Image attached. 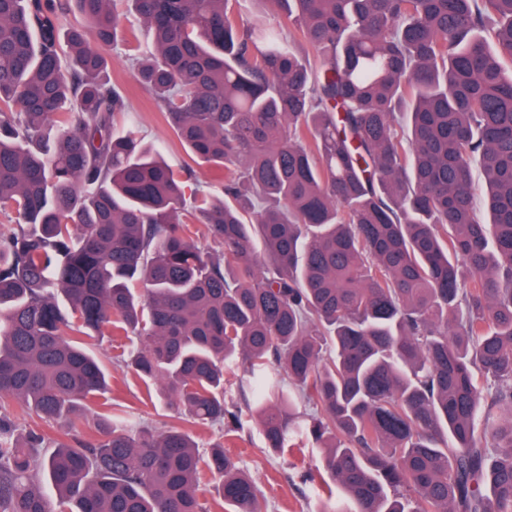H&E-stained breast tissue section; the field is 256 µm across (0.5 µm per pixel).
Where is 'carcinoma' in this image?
<instances>
[{
	"label": "carcinoma",
	"instance_id": "carcinoma-1",
	"mask_svg": "<svg viewBox=\"0 0 512 512\" xmlns=\"http://www.w3.org/2000/svg\"><path fill=\"white\" fill-rule=\"evenodd\" d=\"M130 2L144 47L110 0H0V512H57L44 476L67 512H209V472L257 512L191 432L239 426L238 355L267 447L325 449L320 512H512V0H265L286 32ZM120 41L206 188L116 134ZM106 331L166 429L99 402ZM12 402L68 433L19 442Z\"/></svg>",
	"mask_w": 512,
	"mask_h": 512
}]
</instances>
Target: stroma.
Wrapping results in <instances>:
<instances>
[{
	"label": "stroma",
	"instance_id": "obj_1",
	"mask_svg": "<svg viewBox=\"0 0 512 512\" xmlns=\"http://www.w3.org/2000/svg\"><path fill=\"white\" fill-rule=\"evenodd\" d=\"M125 53V47L119 46L109 54L108 75L123 88L132 103L129 116L118 127L138 131L146 142L160 148L168 164L181 168L186 155L148 95L131 78ZM91 349L109 375V399L133 411L141 423L161 427L170 422L169 408L159 399H148L144 386L131 371L114 363L116 350L111 336L98 337ZM241 422V429L228 437L218 426L197 428L195 434L204 444L223 440L225 452L255 478L259 512H321L324 502L318 493L326 479L322 469L323 449L307 442L302 447L275 453L267 448L250 408H242Z\"/></svg>",
	"mask_w": 512,
	"mask_h": 512
}]
</instances>
